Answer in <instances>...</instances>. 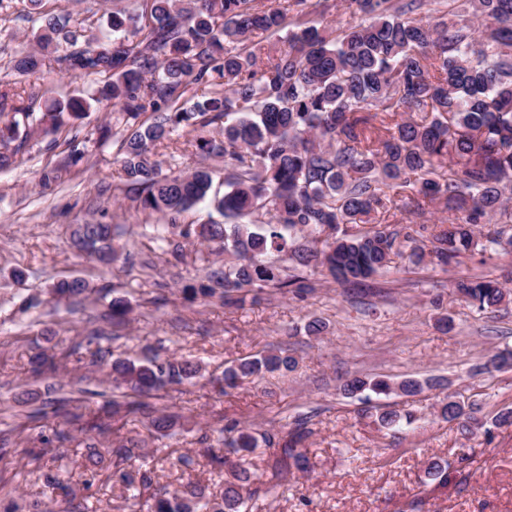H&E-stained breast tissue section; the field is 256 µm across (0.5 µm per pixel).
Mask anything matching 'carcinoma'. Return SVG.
Masks as SVG:
<instances>
[{
	"mask_svg": "<svg viewBox=\"0 0 512 512\" xmlns=\"http://www.w3.org/2000/svg\"><path fill=\"white\" fill-rule=\"evenodd\" d=\"M361 15L345 24L319 20L328 0H287L272 8L264 0H147L140 12L116 10L109 31L80 33L66 15L46 14L35 33L36 48L13 61L21 74L50 59L62 71L92 78L86 96L38 101L0 90V169L15 163L20 135L57 131L93 108L111 103L132 133L120 144V163L136 207L168 217L165 237L175 261L182 241L214 243L230 255L198 286L183 289L194 301L215 296L243 307L267 289L311 288V276L359 284L390 268L392 256L420 265L446 267L476 248H512V0H345ZM433 11L432 25L423 14ZM284 33L279 43L253 41L258 34ZM69 49L61 52V44ZM204 86L202 96L191 93ZM150 112L148 124L140 117ZM416 112V119H404ZM195 134L191 145L224 158V195L214 207L233 224H182L180 217L211 189L209 168L160 175L152 150L180 128ZM397 195H391L392 191ZM434 201L452 211L446 224L416 230L388 221L391 211L422 216ZM430 230L429 243L418 238ZM116 229L78 224L73 244L109 264L118 258ZM478 310L491 311L506 292L494 281L465 278L454 285ZM96 292L83 278L53 284V298L82 300ZM90 365H106L110 351L90 336ZM296 360L280 349L224 368L218 383H238L267 372L291 371ZM193 360L157 355L112 360L108 380L129 413L155 414L151 426L164 434L175 416L141 401L202 377ZM343 390L388 396L416 395L423 384L406 379L394 386L382 378L355 376ZM384 427L411 423L378 405ZM440 415L464 431L478 423L458 401L446 400ZM308 431L298 424L279 435L233 422L219 431L217 445L179 459L189 469L203 457L227 466L224 491L207 494L189 482L164 488L148 512H241L251 474L230 456L273 450L279 470L305 468L298 448ZM46 484L61 490V512H84L76 489L52 469ZM116 469L112 486L129 512H141L135 482Z\"/></svg>",
	"mask_w": 512,
	"mask_h": 512,
	"instance_id": "carcinoma-1",
	"label": "carcinoma"
}]
</instances>
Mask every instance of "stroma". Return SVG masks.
I'll return each mask as SVG.
<instances>
[{"mask_svg": "<svg viewBox=\"0 0 512 512\" xmlns=\"http://www.w3.org/2000/svg\"><path fill=\"white\" fill-rule=\"evenodd\" d=\"M23 0L0 12V88L21 96L68 98L86 94L90 79L56 66L17 74L14 56L33 50L36 23ZM45 11L69 15L71 23L95 34L108 28L112 0H44ZM110 124L113 138L97 140L99 125ZM127 128L115 107L92 110L55 134L35 133L15 163L0 171V439L7 457L0 461V489L23 498L25 512H53L61 494L45 486L32 460L58 469L85 499L89 512H124L113 497L108 471L84 486L87 438L102 445L142 440L124 466L151 470L154 487L194 482L220 491L222 471L207 461L184 469L179 458L216 439L224 423L236 420L265 430H290L305 421L300 449L307 471L281 474L272 452L257 449L246 466L261 489L246 512H512V425L495 416L512 408V368H496L499 354L512 352V297L492 312H481L457 293L456 281L474 276L512 290V252L481 253L457 265L411 267L393 257L388 272L359 285L321 282L304 296L272 293L241 308L217 298L184 300L185 285L203 281L214 259L209 249L185 247L186 260L173 265L158 243L142 237L158 214L133 208L119 162V139ZM192 133L178 129L159 149L162 174L184 173L205 164L212 190L224 191V162L204 160L191 145ZM83 152L68 165V140ZM120 225L126 257L103 265L71 245L75 225ZM26 274L16 282L12 272ZM83 278L97 289L79 303H55L53 282ZM39 304L18 310L21 298ZM127 299L124 321L112 318L113 297ZM318 318L327 325L319 336L305 326ZM448 319L451 330L439 326ZM103 336L113 355L138 358L178 355L201 362L204 378L175 385L160 403L178 419L168 436L150 426L146 414L107 416L109 401L120 400L106 376L89 369L79 345ZM272 349L295 357L291 372L268 373L219 392L211 383L225 366ZM61 357L57 371L35 374L38 353ZM355 376H380L392 383L414 378L443 379L440 388L408 397H386V404L412 413L398 429L378 425L363 397L344 394ZM478 407L482 424L461 435L457 422L438 414L446 396ZM26 421L25 430L17 422ZM104 431H96V424ZM448 464V480L429 478L426 465Z\"/></svg>", "mask_w": 512, "mask_h": 512, "instance_id": "obj_1", "label": "stroma"}]
</instances>
